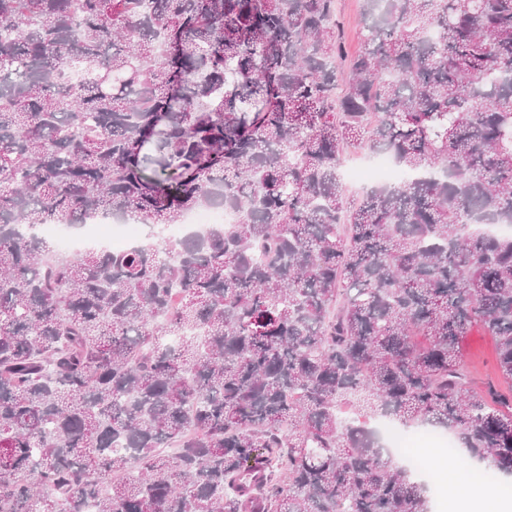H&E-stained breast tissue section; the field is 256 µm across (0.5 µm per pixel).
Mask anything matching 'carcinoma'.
<instances>
[{"label": "carcinoma", "instance_id": "1", "mask_svg": "<svg viewBox=\"0 0 512 512\" xmlns=\"http://www.w3.org/2000/svg\"><path fill=\"white\" fill-rule=\"evenodd\" d=\"M364 2L339 97L336 0H0V512H429L370 419L512 474V0ZM348 145L442 176L343 224ZM235 219L229 210L205 208L187 214L182 224L169 226L167 236L171 239L183 237L195 231L204 230L218 224H229ZM66 221H57L56 224L45 225L42 231L56 240V251L73 257L79 255L84 248L85 241L74 236L65 225ZM142 226L122 225H97L92 239L109 248L112 251H120L129 247L136 239L143 237ZM471 379L476 389L482 390L488 382L498 384L495 343L480 329L472 331L464 344Z\"/></svg>", "mask_w": 512, "mask_h": 512}]
</instances>
